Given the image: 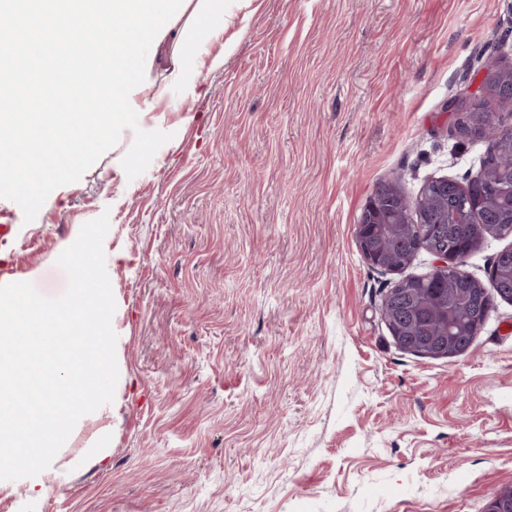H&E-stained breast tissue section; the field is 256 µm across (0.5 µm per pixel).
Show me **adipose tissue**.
<instances>
[{
	"mask_svg": "<svg viewBox=\"0 0 512 512\" xmlns=\"http://www.w3.org/2000/svg\"><path fill=\"white\" fill-rule=\"evenodd\" d=\"M234 2L191 0L186 8L191 20L190 32L167 31L159 43L160 49L170 52L171 68L167 81L157 89L153 98L137 93L134 100L138 106H145L149 101L156 105L164 100L176 104L195 98L203 67L215 70L224 65L223 55L208 56L207 46L223 38L225 29L235 18Z\"/></svg>",
	"mask_w": 512,
	"mask_h": 512,
	"instance_id": "adipose-tissue-1",
	"label": "adipose tissue"
}]
</instances>
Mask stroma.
Here are the masks:
<instances>
[{
	"mask_svg": "<svg viewBox=\"0 0 512 512\" xmlns=\"http://www.w3.org/2000/svg\"><path fill=\"white\" fill-rule=\"evenodd\" d=\"M224 66L139 125L172 138L127 178L134 135L36 218L0 200V285L49 299L57 259L108 215L111 403L0 512H487L512 484V302L461 356L400 348L399 275L356 226L377 186L466 182L485 142L451 98L512 64V0H239Z\"/></svg>",
	"mask_w": 512,
	"mask_h": 512,
	"instance_id": "1",
	"label": "stroma"
}]
</instances>
